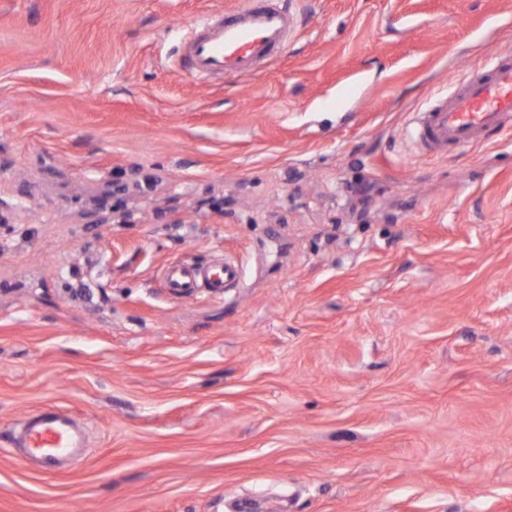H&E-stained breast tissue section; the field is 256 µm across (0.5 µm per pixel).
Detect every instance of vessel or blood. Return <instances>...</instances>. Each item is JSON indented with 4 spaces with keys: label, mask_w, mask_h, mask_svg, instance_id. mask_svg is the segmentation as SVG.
I'll list each match as a JSON object with an SVG mask.
<instances>
[{
    "label": "vessel or blood",
    "mask_w": 512,
    "mask_h": 512,
    "mask_svg": "<svg viewBox=\"0 0 512 512\" xmlns=\"http://www.w3.org/2000/svg\"><path fill=\"white\" fill-rule=\"evenodd\" d=\"M290 17L274 0H241L224 17L206 23L188 44L192 70L198 74H246L268 60L288 39ZM512 128V57H495L471 69L455 90L437 98L418 113L411 136L428 152L444 153L481 141L490 130ZM242 275L238 262L227 259L214 266L187 269L169 266L164 284L175 297L190 296L207 288L223 297ZM23 457L49 472L61 459L85 447L83 427L66 410L50 406L28 419L12 441Z\"/></svg>",
    "instance_id": "1"
}]
</instances>
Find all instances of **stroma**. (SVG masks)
I'll return each instance as SVG.
<instances>
[{"label":"stroma","mask_w":512,"mask_h":512,"mask_svg":"<svg viewBox=\"0 0 512 512\" xmlns=\"http://www.w3.org/2000/svg\"><path fill=\"white\" fill-rule=\"evenodd\" d=\"M238 3L0 0V512H512V129L409 136L512 0H285L276 58L192 77ZM53 404L88 447L46 474ZM241 275L239 263L224 258V262L217 265L195 269L171 265L165 270L164 284L174 297L190 296L204 287L213 297L222 298L226 288L239 283ZM86 446L84 428L66 410L44 407L28 419L12 440L23 457L55 472L61 459L76 455Z\"/></svg>","instance_id":"obj_1"}]
</instances>
